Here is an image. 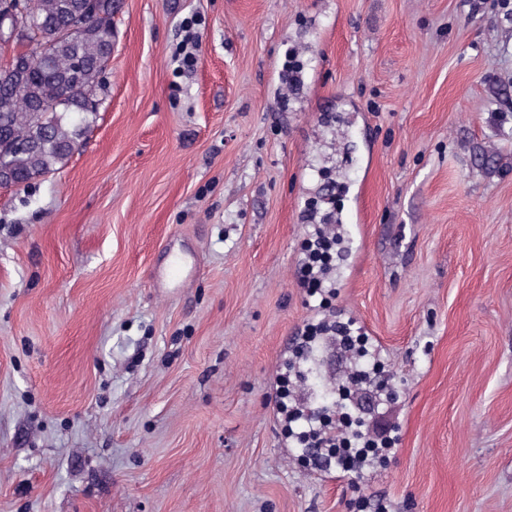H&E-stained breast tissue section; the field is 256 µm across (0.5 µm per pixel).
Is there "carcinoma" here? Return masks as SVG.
<instances>
[{
  "instance_id": "obj_1",
  "label": "carcinoma",
  "mask_w": 512,
  "mask_h": 512,
  "mask_svg": "<svg viewBox=\"0 0 512 512\" xmlns=\"http://www.w3.org/2000/svg\"><path fill=\"white\" fill-rule=\"evenodd\" d=\"M33 26L15 42L13 65L0 66V157L14 185L21 187L61 169L79 150L100 102L103 73L116 42L112 18L116 0H96V17L84 20L85 0H26ZM81 25L74 36L67 30ZM43 60L28 63V54ZM24 138L27 150L3 151V143Z\"/></svg>"
}]
</instances>
